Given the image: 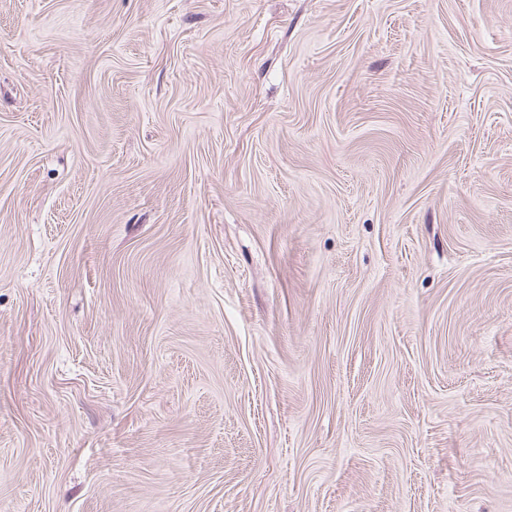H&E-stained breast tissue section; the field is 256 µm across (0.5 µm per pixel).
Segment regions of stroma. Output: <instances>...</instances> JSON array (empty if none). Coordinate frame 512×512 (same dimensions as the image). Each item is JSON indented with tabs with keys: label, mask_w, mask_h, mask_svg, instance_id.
Listing matches in <instances>:
<instances>
[{
	"label": "stroma",
	"mask_w": 512,
	"mask_h": 512,
	"mask_svg": "<svg viewBox=\"0 0 512 512\" xmlns=\"http://www.w3.org/2000/svg\"><path fill=\"white\" fill-rule=\"evenodd\" d=\"M0 512H512V0H0Z\"/></svg>",
	"instance_id": "1"
}]
</instances>
